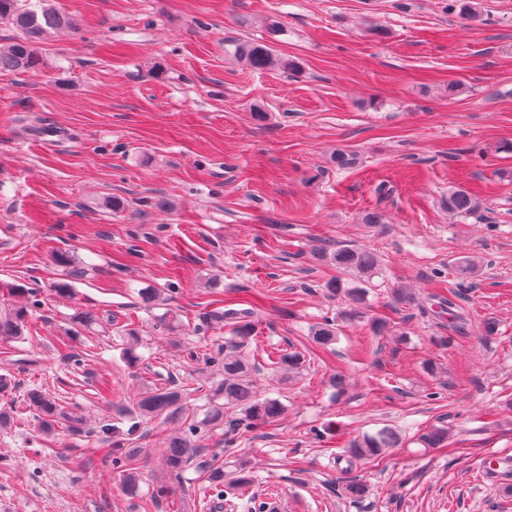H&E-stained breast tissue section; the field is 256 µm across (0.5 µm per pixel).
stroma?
<instances>
[{
  "mask_svg": "<svg viewBox=\"0 0 512 512\" xmlns=\"http://www.w3.org/2000/svg\"><path fill=\"white\" fill-rule=\"evenodd\" d=\"M56 0L75 29L44 46L31 74L0 73V280L37 288V336L13 341L0 375V512H512V476L482 477L512 457V0ZM256 40L298 62L251 70L230 53ZM461 84L457 96L448 86ZM356 153L336 168V150ZM479 198L467 218L442 200ZM123 198L113 212L103 198ZM377 211L382 223L367 224ZM381 258L361 317L325 244ZM90 274L55 295L56 252ZM217 279L225 304L254 309L247 350L280 420L234 443L258 474L216 496L202 464L163 472L167 433L202 419L222 375L206 363L225 329L168 332L172 309L196 323ZM163 288L166 305H145ZM415 297L402 303L395 289ZM456 289V318L432 294ZM78 311L135 321L148 336L130 371L113 334L88 335L78 361L56 347ZM337 320L335 341L310 329ZM387 322L372 335L369 323ZM304 357L281 378L274 349ZM112 387L110 403L99 397ZM191 390L182 417L132 426L121 414L149 386ZM50 393L83 432L33 438L30 388ZM110 420L149 453L138 489L100 448ZM392 428L382 460L352 457L363 435ZM448 431L443 448L423 434ZM366 485L347 498L346 482ZM445 204L449 213L464 217L476 214L481 208L478 198L459 187L448 190V199L445 200Z\"/></svg>",
  "mask_w": 512,
  "mask_h": 512,
  "instance_id": "obj_1",
  "label": "stroma"
}]
</instances>
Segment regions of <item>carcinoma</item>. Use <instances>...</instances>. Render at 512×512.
<instances>
[{
  "label": "carcinoma",
  "mask_w": 512,
  "mask_h": 512,
  "mask_svg": "<svg viewBox=\"0 0 512 512\" xmlns=\"http://www.w3.org/2000/svg\"><path fill=\"white\" fill-rule=\"evenodd\" d=\"M0 23H8L18 31L14 40L0 45V72L30 73L39 69L43 63L40 45L48 40L58 29L70 27L73 21L60 13L52 5L51 0H0ZM234 58L245 62L255 71L279 69L285 73L298 69V62L274 53L267 45L258 42L243 41L234 45ZM448 212L458 216L476 214L481 203L469 191L453 187L448 190L445 200ZM327 258L337 269L364 278H371L380 266V258L373 251L358 247H337L328 252ZM56 264L65 271V279L54 283L53 291L59 296H69L74 292V284L82 280L86 274L83 264L67 252L55 254ZM325 287L334 291L344 290L353 308L344 313L349 318L357 314L355 306L365 296L363 288H343L338 278L330 279ZM252 312L234 308L215 307L199 315L200 323L193 330L203 327L229 326L230 337L224 341V348L217 356L209 358V362L218 366L224 373V381L207 398L210 410L204 418L188 426V432L169 434L164 439L162 449V466L167 474L177 477L181 475L205 450V446L191 438L200 426L219 425L224 423V409L231 408L239 412V417L230 421L233 432L232 440L236 441L251 432L252 429L269 425L279 420L285 407L280 399L262 396L255 389L251 378L252 366L244 353L254 340L255 325L251 320ZM30 312L27 306H15L0 303V342L8 343L24 336L30 331ZM101 332L113 331L121 341V356L128 368L139 366L142 356L138 349L146 344L144 331L134 322L122 325L108 317L101 319L95 315L77 312L71 317V330L68 340L62 342L59 353L65 359L78 357L73 342L80 339L85 332H93L95 328ZM316 343L326 345L334 340L336 327L334 320L325 319L311 328ZM283 376L295 372L303 366V356L298 352L283 353L274 362ZM25 404L32 412L33 420L40 435L50 434L61 422H74L62 410L56 400L39 388H30L25 394ZM187 404V392L181 387L148 388L133 404L128 414L134 419H176ZM396 436L392 430L383 428L374 435H367L356 442L350 452L358 458L377 459L384 451L393 446ZM107 452L113 457L126 462L124 483L129 490H134L137 483V464L146 455L139 448H126L114 439ZM209 488L218 495L224 494V487H246L253 482L254 475L248 460L236 458L231 462V470L224 469V463L212 462L205 472Z\"/></svg>",
  "instance_id": "1"
}]
</instances>
